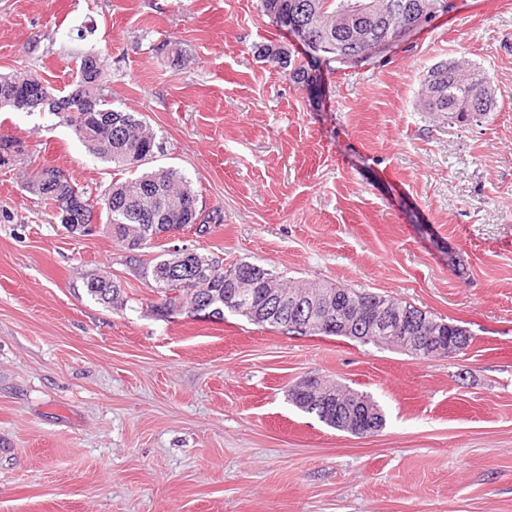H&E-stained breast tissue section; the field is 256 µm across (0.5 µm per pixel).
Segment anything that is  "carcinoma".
<instances>
[{
    "label": "carcinoma",
    "mask_w": 512,
    "mask_h": 512,
    "mask_svg": "<svg viewBox=\"0 0 512 512\" xmlns=\"http://www.w3.org/2000/svg\"><path fill=\"white\" fill-rule=\"evenodd\" d=\"M345 0H261L262 9L276 25L285 27L284 19L300 21L312 43H303L310 57V64L318 69L330 67L336 61V53L321 59L313 46H321L336 39L343 33L347 49L356 53H370L381 37L404 24L411 12L420 7L428 11L438 10L446 0H371L373 9L368 18L355 20L340 9ZM258 56L282 67L288 65V50L275 44L257 47ZM90 53L77 60V81L71 91L62 97L48 89L51 103L50 112L63 115L69 126L94 158L109 163L117 170L134 171L137 176L115 181L98 194L79 186L57 167L44 166L34 175L26 178L23 188L36 198L38 203L54 212L61 205H72L83 210V215L92 220L101 218L102 233L108 235L125 251L130 253L129 262L134 264L138 277L160 297V308L168 311L175 307L205 311L217 319L224 318V311H234L227 305L236 289L232 288L234 276L249 271L253 263L247 261L224 265V259L213 254L195 252L189 258L197 275L187 282L189 271L178 263V257L163 253L150 260L140 258L139 251L151 247L159 234L169 224L204 216L203 224L219 222L220 216L202 214L197 191L179 171L153 165L162 150L157 135L139 112H127L109 103L105 85L102 82L105 58ZM34 79L25 69L0 74V88H13L14 84ZM490 86L486 73L479 67L466 68L461 61H440L431 66L423 79L419 106L430 113L436 122L448 124H478L496 108V97L483 103L480 98ZM194 208L192 219L184 218L188 208ZM271 279L252 289L255 308L264 309L271 294H296L307 297L336 292V286L322 282L292 285L279 273L270 271ZM88 294L99 303L109 306L124 304L125 298L119 281L110 274H93L86 283ZM345 296L352 305L370 314L382 307L387 311L405 317V335L420 336L425 319L433 322L430 332L436 336H454L463 347H468L470 336L467 331L436 319L419 308L395 299L387 298L365 289L345 288ZM253 322L262 326L282 328L301 336L332 335L336 323L323 326L313 325L299 319L282 318L271 323L262 317ZM347 399L352 404L370 409L376 420V428L383 426L384 415L379 404L369 395L347 390L337 384L318 377L311 387L302 390L294 385L288 390L289 400L304 412L316 415L324 423L337 429L358 421L346 420V409L336 403V398Z\"/></svg>",
    "instance_id": "cac0c4a2"
}]
</instances>
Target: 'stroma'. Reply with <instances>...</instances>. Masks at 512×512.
Returning <instances> with one entry per match:
<instances>
[{"instance_id": "35a3bbf8", "label": "stroma", "mask_w": 512, "mask_h": 512, "mask_svg": "<svg viewBox=\"0 0 512 512\" xmlns=\"http://www.w3.org/2000/svg\"><path fill=\"white\" fill-rule=\"evenodd\" d=\"M267 43L291 67L258 58ZM90 52L114 106L152 125L159 165L220 215L143 258L188 247L362 288L470 344L419 360L162 314L123 248L67 232L22 188L44 165L95 193L118 172L60 114L0 112L25 145L0 167V512H512V0H456L387 56L305 81L302 44L260 0H0V72L68 91ZM450 59L493 82L482 124L418 107ZM99 271L125 306L88 294ZM306 376L370 395L383 427L301 411L288 390Z\"/></svg>"}]
</instances>
